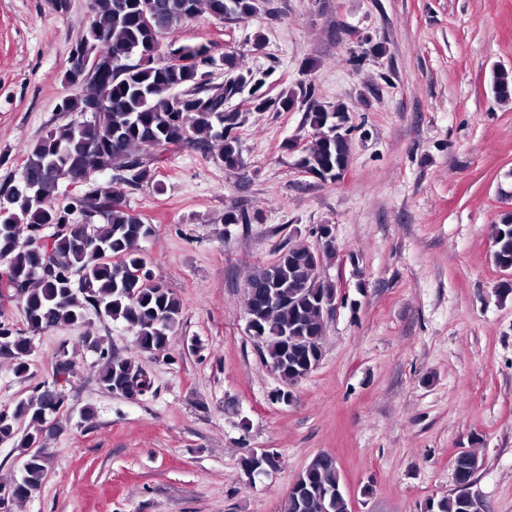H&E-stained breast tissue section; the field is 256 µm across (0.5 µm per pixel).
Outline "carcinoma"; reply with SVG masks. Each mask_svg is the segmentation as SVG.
<instances>
[{
    "label": "carcinoma",
    "mask_w": 512,
    "mask_h": 512,
    "mask_svg": "<svg viewBox=\"0 0 512 512\" xmlns=\"http://www.w3.org/2000/svg\"><path fill=\"white\" fill-rule=\"evenodd\" d=\"M259 10L260 0H91L90 20L77 35L65 74L73 92L60 104V111L80 119L50 130L27 150L21 182L0 184V212H5L0 216V259L9 272L8 282L0 281V301L18 302L25 313V327L16 328L0 308V355L12 362L17 377L29 378L33 334L72 326L91 310L131 327L140 353L169 346L180 325L182 302L153 279L140 242L155 229L127 208L124 188L162 190L157 176L164 153L184 144L206 153L216 149L225 168H238V130L244 118L224 108L228 96L251 86L256 111L286 112L288 103L304 102L313 138L300 164L323 179L348 166L350 127L344 125V104L319 101L314 87L303 82L268 98L262 92L265 75L242 70L234 54L224 57L229 75L224 86L212 87L205 71L212 59L205 47L163 48L166 35L188 20L246 18ZM88 47L110 61L91 75L83 62ZM492 84L499 101H512V70L495 69ZM76 183L88 189L70 195L61 209L48 205L59 187ZM49 227L55 231L45 248L39 241ZM312 251L308 244H291L279 259L254 267L244 285L245 313L261 328L262 356L278 373L284 393L308 377L323 356L330 284L316 272ZM491 257L499 268L512 266V214L494 225ZM138 269L142 274H136ZM270 284L279 286L274 305L266 301ZM90 345L104 360L99 383L106 391L136 399L151 389L136 357H116L98 339ZM74 367L73 357L62 349L52 374L69 378ZM55 384L44 380L36 387L38 395L0 411V442H12L24 457L19 476L0 482L1 490L10 491L12 505L40 488L48 471L43 432L65 403ZM278 466L275 453L243 460L250 479ZM482 466L481 457L468 453L456 463L458 482L473 479ZM295 485L311 495L300 503L289 494L284 512H350L336 459L328 453L314 456ZM425 512H474V507L457 490L429 501Z\"/></svg>",
    "instance_id": "cac0c4a2"
}]
</instances>
